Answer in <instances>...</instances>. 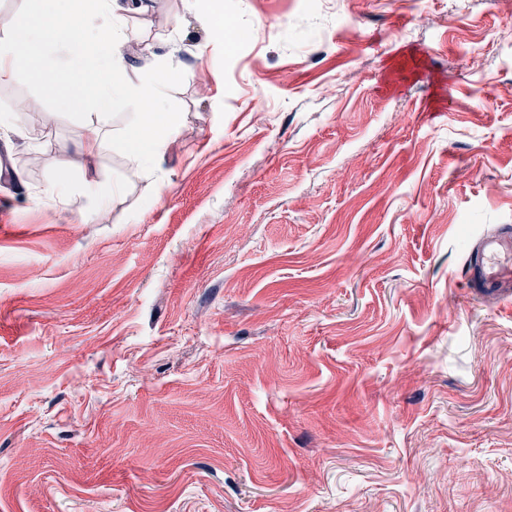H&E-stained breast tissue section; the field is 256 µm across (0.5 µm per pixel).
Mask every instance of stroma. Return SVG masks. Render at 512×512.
<instances>
[{
	"mask_svg": "<svg viewBox=\"0 0 512 512\" xmlns=\"http://www.w3.org/2000/svg\"><path fill=\"white\" fill-rule=\"evenodd\" d=\"M134 2L155 174L0 84V512H512V0ZM468 288L488 299L507 300L512 287V229L501 225L482 237L465 267Z\"/></svg>",
	"mask_w": 512,
	"mask_h": 512,
	"instance_id": "obj_1",
	"label": "stroma"
}]
</instances>
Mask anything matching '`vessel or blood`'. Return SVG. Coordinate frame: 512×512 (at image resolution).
<instances>
[{
    "label": "vessel or blood",
    "instance_id": "b4317fda",
    "mask_svg": "<svg viewBox=\"0 0 512 512\" xmlns=\"http://www.w3.org/2000/svg\"><path fill=\"white\" fill-rule=\"evenodd\" d=\"M466 283L488 299L512 296V227L503 225L482 237L465 267Z\"/></svg>",
    "mask_w": 512,
    "mask_h": 512
}]
</instances>
